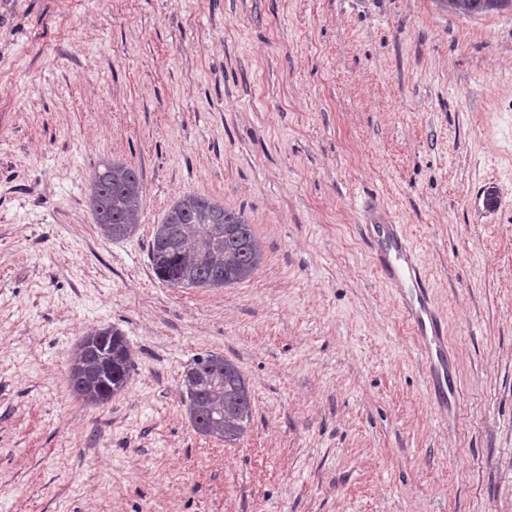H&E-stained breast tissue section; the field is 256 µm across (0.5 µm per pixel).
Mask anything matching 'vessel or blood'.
<instances>
[{
  "label": "vessel or blood",
  "instance_id": "b4317fda",
  "mask_svg": "<svg viewBox=\"0 0 512 512\" xmlns=\"http://www.w3.org/2000/svg\"><path fill=\"white\" fill-rule=\"evenodd\" d=\"M361 230L374 267L386 286L397 294L418 339L429 393L444 398L456 396L457 389L448 380L445 319L431 304L429 282L419 254L401 225L393 223L379 204L365 206Z\"/></svg>",
  "mask_w": 512,
  "mask_h": 512
}]
</instances>
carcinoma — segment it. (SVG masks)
Segmentation results:
<instances>
[{"instance_id":"cac0c4a2","label":"carcinoma","mask_w":512,"mask_h":512,"mask_svg":"<svg viewBox=\"0 0 512 512\" xmlns=\"http://www.w3.org/2000/svg\"><path fill=\"white\" fill-rule=\"evenodd\" d=\"M463 15L487 12L484 0H448ZM142 184L122 162L105 163L91 182L94 223L112 240L131 236L139 224ZM263 257L260 242L244 213L201 195L180 198L157 225L149 251L152 270L171 288H219L249 278ZM133 369V353L113 328L89 334L70 362L72 391L95 405L123 390ZM182 386L190 421L203 435L234 442L252 420L249 387L239 367L223 355L196 354Z\"/></svg>"}]
</instances>
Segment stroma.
Instances as JSON below:
<instances>
[{"label": "stroma", "mask_w": 512, "mask_h": 512, "mask_svg": "<svg viewBox=\"0 0 512 512\" xmlns=\"http://www.w3.org/2000/svg\"><path fill=\"white\" fill-rule=\"evenodd\" d=\"M140 223L101 237V161ZM243 212L246 281L171 288L156 224L186 194ZM404 225L446 319L440 420L362 240ZM134 351L102 406L87 333ZM244 375L252 422L198 433L185 366ZM0 512H512V11L445 0H0ZM90 188L94 223L112 240L130 237L139 224L142 184L136 170L122 162L101 165ZM132 369L133 353L128 341L119 331L102 328L77 347L68 381L78 397L102 405L126 387Z\"/></svg>", "instance_id": "35a3bbf8"}]
</instances>
